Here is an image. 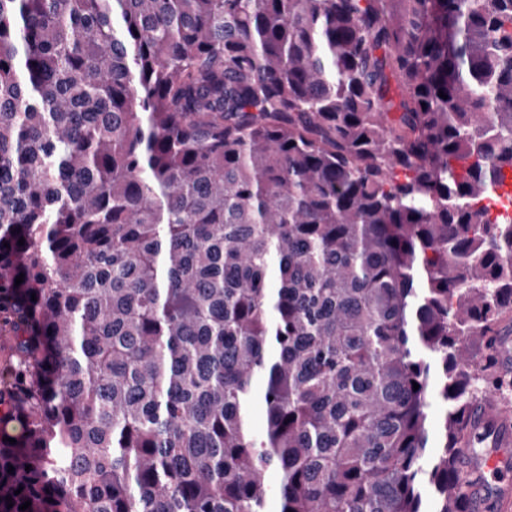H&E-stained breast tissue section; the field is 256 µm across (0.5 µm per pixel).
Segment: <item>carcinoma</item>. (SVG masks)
<instances>
[{"instance_id": "1", "label": "carcinoma", "mask_w": 512, "mask_h": 512, "mask_svg": "<svg viewBox=\"0 0 512 512\" xmlns=\"http://www.w3.org/2000/svg\"><path fill=\"white\" fill-rule=\"evenodd\" d=\"M506 166L512 0H0V512H472Z\"/></svg>"}]
</instances>
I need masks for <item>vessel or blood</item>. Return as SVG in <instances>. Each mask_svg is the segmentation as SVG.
<instances>
[{
	"mask_svg": "<svg viewBox=\"0 0 512 512\" xmlns=\"http://www.w3.org/2000/svg\"><path fill=\"white\" fill-rule=\"evenodd\" d=\"M470 435L489 445L483 452L463 449L459 456L475 512H512V461L505 454L512 447V416L487 403L476 405Z\"/></svg>",
	"mask_w": 512,
	"mask_h": 512,
	"instance_id": "obj_1",
	"label": "vessel or blood"
}]
</instances>
